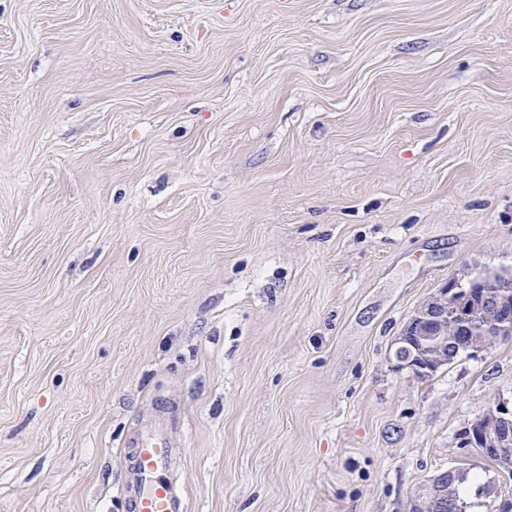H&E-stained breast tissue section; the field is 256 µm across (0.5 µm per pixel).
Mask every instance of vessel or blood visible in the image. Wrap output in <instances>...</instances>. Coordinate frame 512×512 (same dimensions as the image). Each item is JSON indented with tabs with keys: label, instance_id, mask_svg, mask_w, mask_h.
<instances>
[{
	"label": "vessel or blood",
	"instance_id": "b4317fda",
	"mask_svg": "<svg viewBox=\"0 0 512 512\" xmlns=\"http://www.w3.org/2000/svg\"><path fill=\"white\" fill-rule=\"evenodd\" d=\"M171 455L168 420L160 408L140 429L123 486L132 512H187L184 496L169 474Z\"/></svg>",
	"mask_w": 512,
	"mask_h": 512
}]
</instances>
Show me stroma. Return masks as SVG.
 <instances>
[{
	"label": "stroma",
	"mask_w": 512,
	"mask_h": 512,
	"mask_svg": "<svg viewBox=\"0 0 512 512\" xmlns=\"http://www.w3.org/2000/svg\"><path fill=\"white\" fill-rule=\"evenodd\" d=\"M512 271V0H0V512H126L170 408L188 512H468L512 341L396 336ZM486 274L465 282L450 280L415 311L394 340L393 357L400 367L425 377L468 352L448 353V345L473 353L512 340V281L488 289ZM477 327H476V326ZM424 327L426 329H424ZM417 336V341L411 340ZM456 469H448L439 475L433 477L430 481L429 489L426 494L411 497L407 504V512H443L448 509V499L455 502L461 511L446 512H466L468 503L465 501L460 485L463 482V473ZM456 476V478H455ZM454 481L449 484L448 482Z\"/></svg>",
	"instance_id": "stroma-1"
}]
</instances>
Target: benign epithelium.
Wrapping results in <instances>:
<instances>
[{
    "label": "benign epithelium",
    "mask_w": 512,
    "mask_h": 512,
    "mask_svg": "<svg viewBox=\"0 0 512 512\" xmlns=\"http://www.w3.org/2000/svg\"><path fill=\"white\" fill-rule=\"evenodd\" d=\"M512 340V281L488 289L486 274L450 280L415 311L394 340L393 357L401 367L425 377L448 362V346L472 353ZM461 444L493 453L512 451V406L498 401L460 433ZM457 470L431 479L426 494L410 498L407 512H444L448 482Z\"/></svg>",
    "instance_id": "benign-epithelium-1"
}]
</instances>
